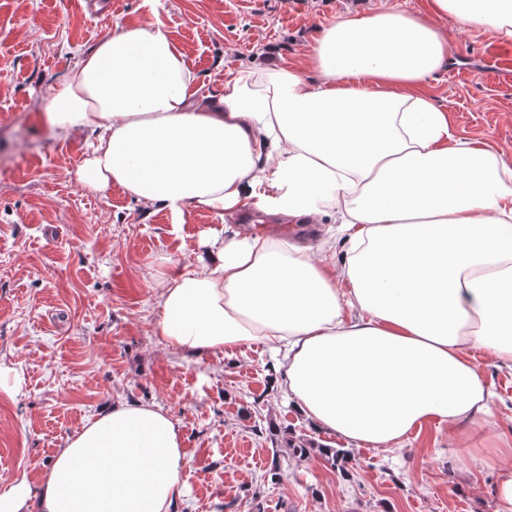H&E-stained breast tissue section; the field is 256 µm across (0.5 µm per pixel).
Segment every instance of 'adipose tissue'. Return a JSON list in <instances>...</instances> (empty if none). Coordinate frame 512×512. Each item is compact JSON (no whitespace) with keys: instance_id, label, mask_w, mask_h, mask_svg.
Returning a JSON list of instances; mask_svg holds the SVG:
<instances>
[{"instance_id":"obj_1","label":"adipose tissue","mask_w":512,"mask_h":512,"mask_svg":"<svg viewBox=\"0 0 512 512\" xmlns=\"http://www.w3.org/2000/svg\"><path fill=\"white\" fill-rule=\"evenodd\" d=\"M512 42V0H432L431 18L347 13L310 64L237 69L201 95L159 24L107 35L41 105L58 136L97 133L78 181L174 215L187 206L312 224L336 212L347 249L252 233L206 240L161 276L160 340L183 356L254 342L318 428L387 448L438 422L457 453L498 472L512 506V440L472 358L512 369V160L456 138L423 90L454 61L435 23ZM187 465L179 423L156 404L88 418L45 475L0 489V512H169Z\"/></svg>"}]
</instances>
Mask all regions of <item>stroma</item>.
Listing matches in <instances>:
<instances>
[{"mask_svg":"<svg viewBox=\"0 0 512 512\" xmlns=\"http://www.w3.org/2000/svg\"><path fill=\"white\" fill-rule=\"evenodd\" d=\"M429 0H0V485L35 480L66 439L103 407L153 402L184 433L188 466L171 512H504L496 472L456 456L446 426L429 424L400 450L347 443L313 427L277 388L254 343L190 360L156 334L152 287L195 262L203 233L261 224L186 207L173 215L117 185L82 186L92 133L63 138L40 106L117 26L161 24L181 46L203 94L219 96L228 68L306 66L321 28L347 12ZM459 65L428 79L457 137L512 155V42L437 22ZM493 432L512 431V372L482 354ZM309 442V458L294 442ZM344 450L336 470L320 447Z\"/></svg>","mask_w":512,"mask_h":512,"instance_id":"obj_1","label":"stroma"}]
</instances>
